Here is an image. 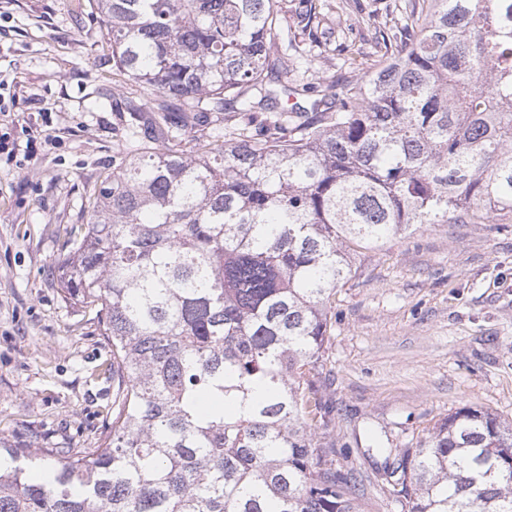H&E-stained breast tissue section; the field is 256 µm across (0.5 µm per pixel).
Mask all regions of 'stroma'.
I'll list each match as a JSON object with an SVG mask.
<instances>
[{"mask_svg":"<svg viewBox=\"0 0 512 512\" xmlns=\"http://www.w3.org/2000/svg\"><path fill=\"white\" fill-rule=\"evenodd\" d=\"M391 3L345 0L320 78L342 84L392 55L365 22ZM106 42L90 0H0V133L31 147L21 165L0 152V438L63 454L96 447L112 385L91 377L111 352L64 299L59 262L89 188L128 147L124 104L150 97L117 82ZM355 265L330 299L323 442L365 512H399L377 473L384 449L464 407L512 424V223L417 224Z\"/></svg>","mask_w":512,"mask_h":512,"instance_id":"stroma-1","label":"stroma"}]
</instances>
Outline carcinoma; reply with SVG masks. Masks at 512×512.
<instances>
[{
  "instance_id": "1",
  "label": "carcinoma",
  "mask_w": 512,
  "mask_h": 512,
  "mask_svg": "<svg viewBox=\"0 0 512 512\" xmlns=\"http://www.w3.org/2000/svg\"><path fill=\"white\" fill-rule=\"evenodd\" d=\"M91 7L152 95L61 260L112 347L111 421L64 461L0 441V512H363L312 432L330 298L415 224L512 220V0L394 5L393 56L307 107L282 104L277 30L328 62L329 0ZM201 103L255 132L177 148ZM383 475L401 512H512V427L459 409Z\"/></svg>"
}]
</instances>
